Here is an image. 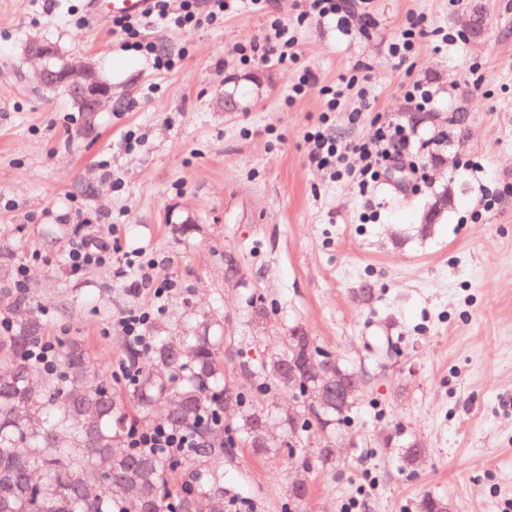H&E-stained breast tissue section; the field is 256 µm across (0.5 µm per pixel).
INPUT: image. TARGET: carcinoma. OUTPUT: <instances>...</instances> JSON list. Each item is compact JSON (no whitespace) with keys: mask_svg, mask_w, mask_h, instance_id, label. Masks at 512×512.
<instances>
[{"mask_svg":"<svg viewBox=\"0 0 512 512\" xmlns=\"http://www.w3.org/2000/svg\"><path fill=\"white\" fill-rule=\"evenodd\" d=\"M484 25L481 4H470L465 36L478 37ZM27 304L26 296L0 289V512H224V404L235 403L236 430L249 445L266 435L271 413L226 379L218 319L194 314L177 339L155 331L150 363L118 394L77 337L57 349L55 369L32 383L36 367L28 354L43 336L40 317L14 318ZM298 331L295 327L287 336L291 350L271 356L254 377L257 393L291 387L302 394L307 383H334L338 371L362 382L363 375L325 350L307 357ZM294 357L308 377L290 385L288 373L278 368ZM159 407L169 428L194 429L205 438L192 460L193 483L177 492L172 472L178 462L136 452L125 443L129 412L150 424ZM351 412L350 406L338 410L328 401L300 423L288 416L281 423L290 431L298 425L314 429L334 441ZM339 454L336 447H321L304 464L327 468Z\"/></svg>","mask_w":512,"mask_h":512,"instance_id":"1","label":"carcinoma"}]
</instances>
